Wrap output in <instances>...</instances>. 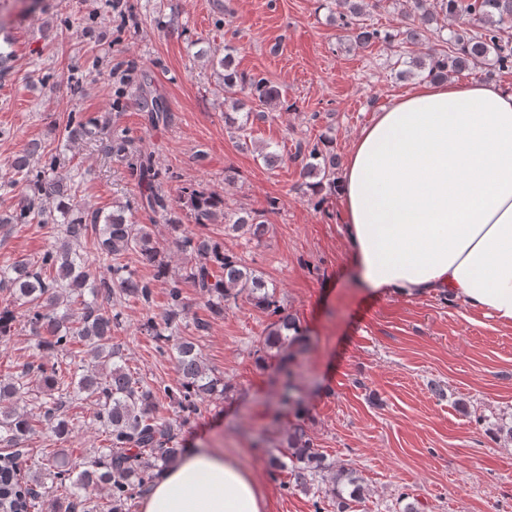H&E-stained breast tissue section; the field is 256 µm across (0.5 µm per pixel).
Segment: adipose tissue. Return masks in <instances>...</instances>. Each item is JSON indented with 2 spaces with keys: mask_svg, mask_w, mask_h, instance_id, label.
I'll list each match as a JSON object with an SVG mask.
<instances>
[{
  "mask_svg": "<svg viewBox=\"0 0 512 512\" xmlns=\"http://www.w3.org/2000/svg\"><path fill=\"white\" fill-rule=\"evenodd\" d=\"M338 192L361 289L444 293L512 327V90L415 84L360 130ZM140 512H267V500L232 456L189 448Z\"/></svg>",
  "mask_w": 512,
  "mask_h": 512,
  "instance_id": "adipose-tissue-1",
  "label": "adipose tissue"
}]
</instances>
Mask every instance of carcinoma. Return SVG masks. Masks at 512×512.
<instances>
[{"label":"carcinoma","instance_id":"obj_1","mask_svg":"<svg viewBox=\"0 0 512 512\" xmlns=\"http://www.w3.org/2000/svg\"><path fill=\"white\" fill-rule=\"evenodd\" d=\"M365 0H351L350 18L343 22L353 38L363 44L388 42L392 35L359 22ZM409 17L419 26L405 31L410 42L421 40L422 33L437 20L436 10L445 17L461 18L476 25L471 32L454 31L448 37V50L430 47L420 56L411 58L409 68L399 71L407 78L413 70L433 79H446L454 73L470 70L474 65L494 56L500 71L512 70V41L501 36V30L512 21V0H411ZM231 48L218 59L223 68L224 91L231 94V111L224 113V122L238 131L239 140H247L248 122L266 118V110L281 103V92L260 74H246L232 68ZM137 105L145 112L153 127L164 126L171 120L164 99L156 93L150 73L138 75ZM106 124L70 119L65 127L69 140L92 139L105 133ZM325 139L297 152L301 157L303 176L315 180L313 187L328 185L336 188V154ZM112 155L126 162L145 184L141 209L149 220L158 216L175 231L182 224L178 212L159 181L153 151L133 145L125 136L114 133L111 139ZM40 145L30 144L11 161L18 181L25 186L19 210L0 215V224L65 225L64 238L48 248L38 259H17L0 266V288L9 291L14 302L26 307L32 330L41 337L39 346L49 355L67 350L69 343L78 340L98 363L95 372L82 371L74 362L56 361L50 367L40 366L45 389L43 414L32 419L18 410L24 394V375L0 380V442L16 444L37 428L63 437L69 432V422L61 409L81 395L93 398L97 406L96 418L104 429L107 445L97 449V456L77 461L64 455L47 456L40 463L48 475L69 482L72 502L64 512H98L99 505L90 497L88 489L108 485L115 502L113 512H123L127 501L145 491L155 472L175 463L184 453L174 426L157 415L158 396L164 395L177 403L189 415L199 411L205 398L218 391L225 392L224 382L211 375L196 345L181 341L173 349V358L180 373L178 385L161 389L134 376L125 360L111 345L112 330L121 324V312L104 304L110 297H131L145 304L152 301V284L139 277L123 259L138 253L156 268L155 277L167 283L168 309L163 322L150 321L146 331L159 339L177 324L185 310L182 285L191 284L207 298L213 317L224 316L231 301L244 296L255 307L263 310L273 321L269 325L266 346L281 354L302 342V332L296 321L284 313L276 299L275 289L269 287L262 273L248 265L241 257L224 250L219 240L204 233H186L181 236V248L190 255L183 271L169 276L165 256L159 250L153 225L139 223L128 206L117 202L112 212L96 210L86 213L71 203L59 202L56 212H46L43 201L64 197L67 185L59 175V159L50 157L43 170L32 173L31 161L39 153ZM181 196L193 214L195 224L207 227L222 224L227 231L242 232L250 239L259 240L267 224L263 211L224 210V197L188 186ZM95 231L97 251L104 261L103 272H90L88 254L81 244L88 231ZM289 452L273 456V471L288 470L295 484L305 492L331 501L336 512H349L350 503L362 499L360 477L343 466L325 485L316 478L330 470L325 456L314 447L305 429L297 423L286 437ZM22 449H14L8 464L0 466V503L9 512H31L44 495L45 483L35 476L19 482L17 460Z\"/></svg>","mask_w":512,"mask_h":512}]
</instances>
